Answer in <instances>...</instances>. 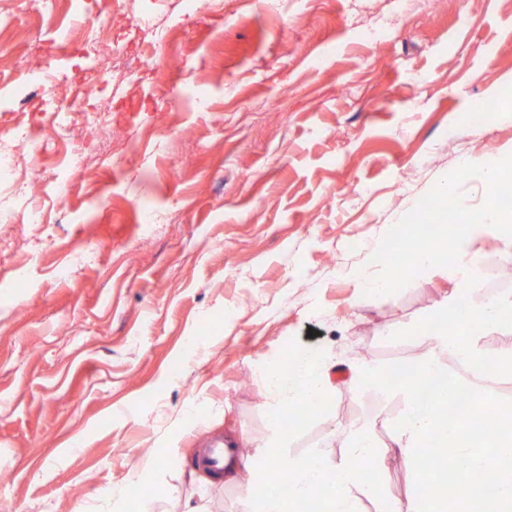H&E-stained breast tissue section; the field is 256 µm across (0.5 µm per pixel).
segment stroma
<instances>
[{
	"label": "stroma",
	"instance_id": "1",
	"mask_svg": "<svg viewBox=\"0 0 512 512\" xmlns=\"http://www.w3.org/2000/svg\"><path fill=\"white\" fill-rule=\"evenodd\" d=\"M37 5L0 30V117L33 129L37 101L17 56L58 59L59 92L93 79L80 50L91 25L139 55L132 17L175 24L183 69L160 65L129 88L104 86L111 148L78 133L93 164L64 207L44 199L32 233L0 224V512H114L136 492L147 512H240L241 470L216 481L195 465L215 434L257 448L270 432L255 369L290 341L338 364L329 413L290 451L375 430L386 446L390 499L409 503L414 477L390 445L398 399L350 378L355 353L380 366L416 359L392 340L461 291L456 269L433 267L394 295L366 296L381 239L437 181L487 147L512 152V0H132L115 16L101 0ZM181 108L157 112L169 85ZM207 95L211 109L196 111ZM493 104L472 129L469 113ZM161 216L143 224L141 212ZM361 242L345 249L348 238ZM68 268L60 277V268Z\"/></svg>",
	"mask_w": 512,
	"mask_h": 512
}]
</instances>
